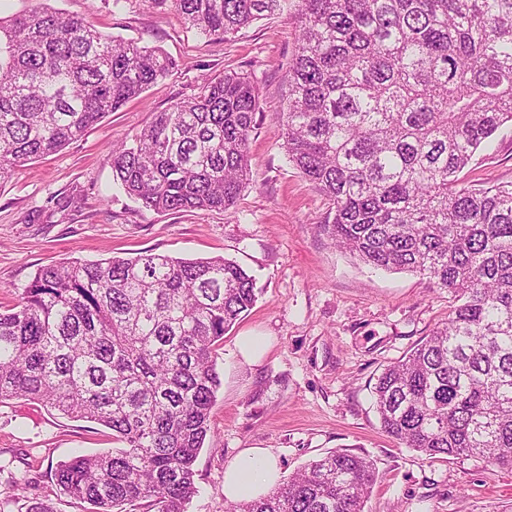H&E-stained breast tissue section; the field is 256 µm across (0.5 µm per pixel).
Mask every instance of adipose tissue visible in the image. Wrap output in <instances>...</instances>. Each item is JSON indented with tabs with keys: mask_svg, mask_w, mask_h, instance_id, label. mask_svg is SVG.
Instances as JSON below:
<instances>
[{
	"mask_svg": "<svg viewBox=\"0 0 512 512\" xmlns=\"http://www.w3.org/2000/svg\"><path fill=\"white\" fill-rule=\"evenodd\" d=\"M280 479L277 460L268 449L246 448L224 470V496L233 502L257 499Z\"/></svg>",
	"mask_w": 512,
	"mask_h": 512,
	"instance_id": "1",
	"label": "adipose tissue"
}]
</instances>
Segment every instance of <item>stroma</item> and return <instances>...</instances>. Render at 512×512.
<instances>
[{
    "label": "stroma",
    "mask_w": 512,
    "mask_h": 512,
    "mask_svg": "<svg viewBox=\"0 0 512 512\" xmlns=\"http://www.w3.org/2000/svg\"><path fill=\"white\" fill-rule=\"evenodd\" d=\"M41 1L104 34L159 47L175 68L81 140L0 182V306L14 305L41 266L147 250L223 256L255 280V305L219 351L221 386L187 512H224V468L245 448L269 449L286 476L334 450L367 457L379 478L364 512H512V470L478 458L429 459L380 427L371 396L377 376L447 319L452 297L426 278L365 266L327 238L326 200L281 147L295 51L287 16L260 20L227 42L191 29L170 0H0V17ZM229 68L251 73L259 87L250 183L226 211L141 207L114 182L111 147L133 142L153 113L196 93L203 75ZM461 177L511 183L512 128L499 130ZM244 336L266 345L259 362L242 358ZM113 446L110 430L88 431L40 404L0 405V512H25L31 499L49 501L55 512H83L59 494L50 469ZM22 476L30 484L21 492L14 481Z\"/></svg>",
    "instance_id": "stroma-1"
}]
</instances>
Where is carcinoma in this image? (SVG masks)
<instances>
[{
    "label": "carcinoma",
    "instance_id": "cac0c4a2",
    "mask_svg": "<svg viewBox=\"0 0 512 512\" xmlns=\"http://www.w3.org/2000/svg\"><path fill=\"white\" fill-rule=\"evenodd\" d=\"M224 40L257 20L295 25L282 114L288 162L329 204L327 237L363 264L448 291V319L378 375L382 429L433 459L512 469V183L459 173L512 124V0H172ZM157 47L34 7L0 20V181L55 154L166 78ZM259 110L234 68L112 148L142 207L225 211L252 177ZM257 300L224 256L139 252L38 268L0 311V404L25 399L121 444L59 464V492L95 512H187L211 431L224 333ZM367 458L332 451L228 512H363Z\"/></svg>",
    "mask_w": 512,
    "mask_h": 512
}]
</instances>
